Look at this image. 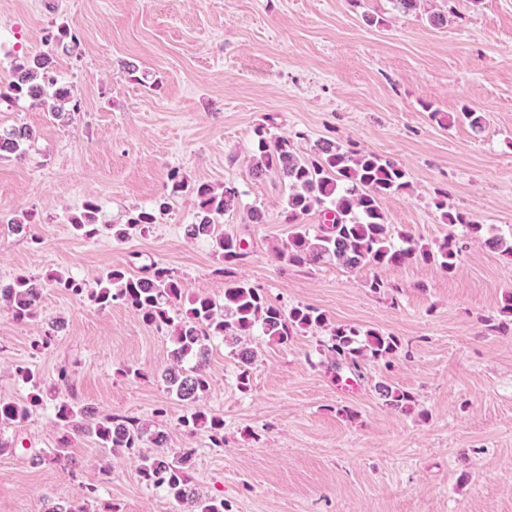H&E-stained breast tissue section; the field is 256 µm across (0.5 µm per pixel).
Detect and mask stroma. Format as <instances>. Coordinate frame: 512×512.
<instances>
[{
    "label": "stroma",
    "mask_w": 512,
    "mask_h": 512,
    "mask_svg": "<svg viewBox=\"0 0 512 512\" xmlns=\"http://www.w3.org/2000/svg\"><path fill=\"white\" fill-rule=\"evenodd\" d=\"M433 14L447 24L432 25ZM62 25L77 48L53 41ZM40 52L71 86L75 114L10 94L14 66ZM467 108L485 115L483 131L456 120ZM433 109L454 123L439 126ZM22 126L34 134L26 154L0 158V281L70 276L93 289L108 270L134 274L159 261L189 293L220 300L228 281L244 279L272 303L315 307L331 324L396 336L401 348L357 377L320 351L325 331L298 330L285 347L262 339L244 391L218 339L210 389L189 406L161 377L167 333L122 304L102 308L48 287L32 320L0 305V401L29 393L16 365L48 385L69 366L82 406L194 449L193 484L223 497L228 512H512V331L495 328L512 293V257L449 230L435 206L443 197L512 231V0H421L410 14L392 0H0V132ZM260 126L303 153L341 139L402 164L411 188L382 199L388 222L431 247L455 233L458 270L277 262L287 189L249 173ZM175 167L242 192L222 229L243 238L248 255L226 274L208 240L184 234L195 216L188 196L171 198L148 233L121 244L69 224L88 199L100 223H124L164 192ZM253 206L264 223H250ZM25 218L40 243L12 231L10 220ZM376 276L387 291H371ZM55 324L53 345L33 349ZM381 381L414 395L410 413L383 403ZM161 405L168 414L155 417ZM195 409L223 417V447L181 426ZM61 435L50 408L0 428L13 447L0 454V512H41L45 499L75 498L83 483L99 488L92 512H175L142 481L137 460L102 456L91 437L72 435L69 465L53 462L47 451Z\"/></svg>",
    "instance_id": "stroma-1"
}]
</instances>
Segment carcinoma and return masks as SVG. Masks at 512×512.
I'll list each match as a JSON object with an SVG mask.
<instances>
[{
	"label": "carcinoma",
	"instance_id": "carcinoma-1",
	"mask_svg": "<svg viewBox=\"0 0 512 512\" xmlns=\"http://www.w3.org/2000/svg\"><path fill=\"white\" fill-rule=\"evenodd\" d=\"M16 98H28L35 105L53 101L52 108L62 112L66 105L72 111L79 104H70V92L61 83L52 57L40 53L27 58L15 68V80L9 86ZM32 131L26 127L0 134V156L25 155ZM250 173L259 179L269 173L280 177L288 193L282 201L281 215L290 226L285 240L275 248L278 262L293 266H323L338 264L356 271L363 267H399L410 261L422 260L437 265L442 271L455 272L461 250L453 231L435 247L420 246L405 231H396L387 223L381 208L385 197L406 192L411 188L408 172L397 162L373 152L361 151L349 143L330 139L317 142L314 153L298 155L290 140H273L264 129H256L252 147ZM190 195L196 203L195 222L187 225L189 239L210 240L216 256L226 265L238 263L246 255L242 240L219 231L224 213L238 203V188L226 183L216 187L208 182H191L178 169L168 173L166 192L152 205L129 214L123 224L102 225L96 222L98 205L88 201L80 213L68 217V223L86 239L100 234L102 228L112 231V240L125 242L131 231L144 233L158 220L168 205V199ZM441 210L442 223L453 228L461 225L467 234L486 247L512 256V232L509 236L480 223L475 217L448 208L445 202L436 204ZM320 209L327 223L313 227L302 223L305 215ZM144 275H131L123 269H113L98 283L91 300L101 307L116 302L126 306L144 323L171 336L173 366L164 373L171 394L181 402L193 403L206 394L210 380L206 372L210 342L222 339L232 347L238 368L237 384L248 389L250 371L257 359L252 338L265 337L271 342L288 346L300 329L327 331L321 351L328 354L334 367H346L361 372L368 362L385 361L396 355L399 340L374 329L362 330L350 325H332L318 309L297 305L288 309L271 303L265 293L244 280L228 283L224 299L218 301L206 294L187 295L184 281L166 266L151 262L142 266ZM54 286L73 296H82L86 288L75 278L54 279ZM45 285L25 275L0 287V300L5 302L18 321L37 315L38 303ZM188 300V308L179 306ZM25 384L39 389L38 376L28 366L15 368ZM74 392L72 372L63 365L57 370V382L30 395L22 403L0 401V426L27 422L47 402H55L54 414L64 428L96 437L102 453L122 451L139 461L142 480L160 489L179 507L180 512H226L224 499L201 494L191 485L189 471L193 467L195 449H162L164 435L132 418L111 415L95 424L87 423L91 411L76 399L57 402L59 391ZM376 391L386 405L400 412H409L415 404L412 393L380 382ZM191 434L205 433L210 447H224V419L216 414L194 412L182 419ZM159 451L148 454L146 445ZM98 486L85 483L79 487L78 501L44 503L42 512H87L82 503L97 498Z\"/></svg>",
	"mask_w": 512,
	"mask_h": 512
}]
</instances>
